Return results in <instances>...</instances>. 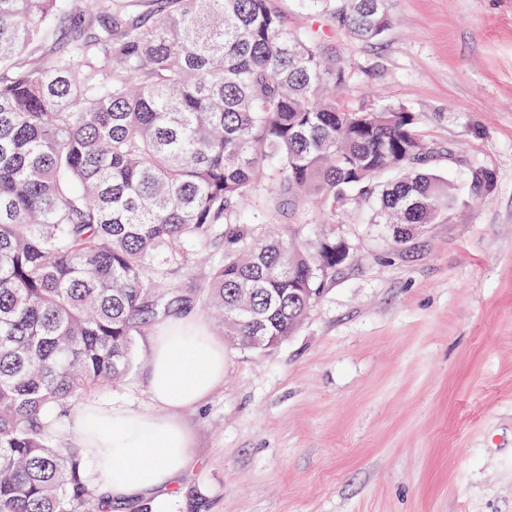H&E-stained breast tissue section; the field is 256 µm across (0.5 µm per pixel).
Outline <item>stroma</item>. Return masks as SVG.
Returning a JSON list of instances; mask_svg holds the SVG:
<instances>
[{
  "instance_id": "obj_1",
  "label": "stroma",
  "mask_w": 512,
  "mask_h": 512,
  "mask_svg": "<svg viewBox=\"0 0 512 512\" xmlns=\"http://www.w3.org/2000/svg\"><path fill=\"white\" fill-rule=\"evenodd\" d=\"M292 29L323 30L349 109L415 112L429 171L460 198L397 247L371 204L327 223L285 205L273 230L312 247L331 237L348 262L294 336L268 352L226 340L206 310L204 269L190 311L224 345V381L179 417L195 460L174 512H512V0H385L391 26L360 43L306 0H277ZM490 169L491 193L471 184ZM154 329L133 367L94 396L154 410Z\"/></svg>"
}]
</instances>
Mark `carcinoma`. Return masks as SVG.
Wrapping results in <instances>:
<instances>
[{"label": "carcinoma", "instance_id": "obj_1", "mask_svg": "<svg viewBox=\"0 0 512 512\" xmlns=\"http://www.w3.org/2000/svg\"><path fill=\"white\" fill-rule=\"evenodd\" d=\"M0 0V512H106L76 443L48 434L124 378L133 337L189 302L185 253L224 227L210 271L224 335H293L346 249L265 238L280 206L376 201L397 246L453 208L423 169L415 113L345 109L319 31L275 0ZM381 0H339L355 39ZM74 17L59 41L58 22Z\"/></svg>", "mask_w": 512, "mask_h": 512}]
</instances>
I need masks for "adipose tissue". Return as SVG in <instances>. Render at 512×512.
I'll list each match as a JSON object with an SVG mask.
<instances>
[{
  "mask_svg": "<svg viewBox=\"0 0 512 512\" xmlns=\"http://www.w3.org/2000/svg\"><path fill=\"white\" fill-rule=\"evenodd\" d=\"M224 378V348L192 317L167 318L154 336L147 413L120 405H86L76 437L88 473L106 504L150 503L167 512L170 492L193 461V440L178 413L208 397Z\"/></svg>",
  "mask_w": 512,
  "mask_h": 512,
  "instance_id": "adipose-tissue-1",
  "label": "adipose tissue"
}]
</instances>
